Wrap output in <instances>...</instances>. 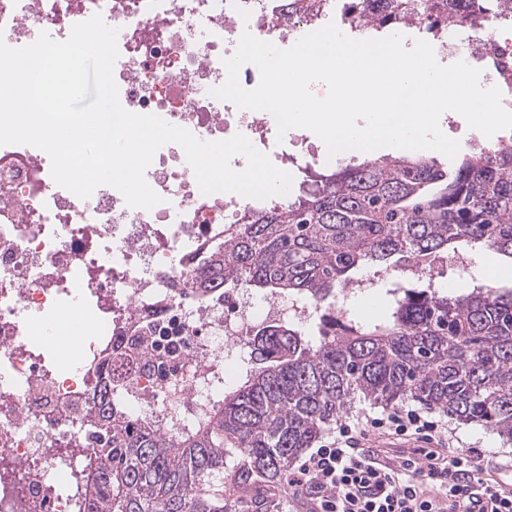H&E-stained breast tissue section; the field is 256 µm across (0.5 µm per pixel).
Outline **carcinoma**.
Returning <instances> with one entry per match:
<instances>
[{
	"instance_id": "1",
	"label": "carcinoma",
	"mask_w": 512,
	"mask_h": 512,
	"mask_svg": "<svg viewBox=\"0 0 512 512\" xmlns=\"http://www.w3.org/2000/svg\"><path fill=\"white\" fill-rule=\"evenodd\" d=\"M460 2L431 8L453 19ZM464 244L512 261V145L459 152L446 167L411 153L313 173L295 200L224 225L189 293L218 282L305 302L324 310L318 336L292 319L255 325L240 385L174 439L101 392L90 420L96 467L76 484L87 512H239L224 497L229 460L247 512H271L292 462L358 398L418 401L511 443L512 290L450 297L423 283ZM368 267L414 274L391 283L373 324L335 305Z\"/></svg>"
}]
</instances>
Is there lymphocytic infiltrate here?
<instances>
[{"mask_svg": "<svg viewBox=\"0 0 512 512\" xmlns=\"http://www.w3.org/2000/svg\"><path fill=\"white\" fill-rule=\"evenodd\" d=\"M418 441L414 455L384 465L366 441L372 432ZM512 461L480 448H455L429 414L396 408L340 423L283 477L316 512H512Z\"/></svg>", "mask_w": 512, "mask_h": 512, "instance_id": "f902f5d3", "label": "lymphocytic infiltrate"}]
</instances>
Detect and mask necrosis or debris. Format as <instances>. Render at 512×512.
Instances as JSON below:
<instances>
[{"mask_svg":"<svg viewBox=\"0 0 512 512\" xmlns=\"http://www.w3.org/2000/svg\"><path fill=\"white\" fill-rule=\"evenodd\" d=\"M336 0H0V38L66 40L101 15L116 28L113 76L123 108L153 114L209 141L244 135L280 170L295 130L275 142L268 112L210 96L243 32L294 45L331 23ZM346 36L421 39L441 60L480 69L512 111V22L466 19L429 29L415 12L373 28L343 19ZM162 201L133 208L114 187L82 199L58 186L46 152L0 146V512H85L73 484L90 450L86 412L101 377L132 420L175 437L209 412L224 364L252 326L312 310L281 297L184 293L205 244L259 207L233 192L203 194L183 148L160 147L145 172ZM80 339L76 354L57 337Z\"/></svg>","mask_w":512,"mask_h":512,"instance_id":"1","label":"necrosis or debris"}]
</instances>
